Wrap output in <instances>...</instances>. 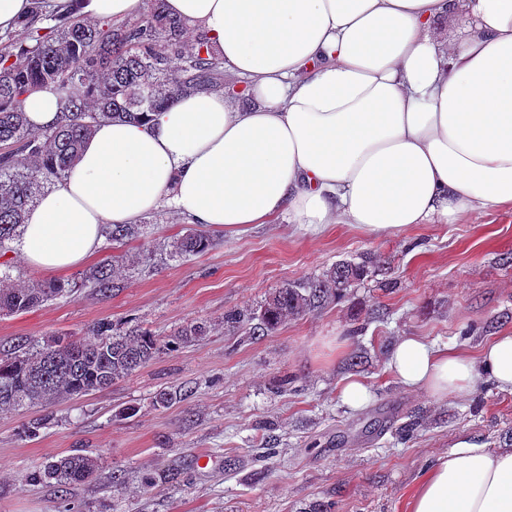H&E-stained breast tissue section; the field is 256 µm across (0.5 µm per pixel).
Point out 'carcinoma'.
Returning <instances> with one entry per match:
<instances>
[{
  "mask_svg": "<svg viewBox=\"0 0 512 512\" xmlns=\"http://www.w3.org/2000/svg\"><path fill=\"white\" fill-rule=\"evenodd\" d=\"M25 41L0 35V247L20 231L36 193L65 178L85 140L101 123L138 120L182 94L222 89L242 79L224 71L223 60L203 33L168 15L158 3L138 19L92 24L32 0L22 23ZM55 86L65 107L55 127L35 131L22 112L23 99L46 84ZM112 242L144 236L140 224H109ZM210 238L188 230L169 245L177 256L206 250ZM123 257L113 256L85 272L83 281L101 294L118 287ZM370 258L342 261L321 277L276 289L257 312L224 313V329L269 335L286 320L322 309L345 297L370 273ZM69 291L58 280L0 287V313L20 314ZM208 327L192 322L176 334L188 342ZM91 338L57 337L44 345L22 343L0 350V410L49 405L60 399L108 389L150 362L167 343L133 325L122 332L98 322ZM98 459L73 455L51 461L29 475L32 482L55 481L63 488L93 480Z\"/></svg>",
  "mask_w": 512,
  "mask_h": 512,
  "instance_id": "obj_1",
  "label": "carcinoma"
}]
</instances>
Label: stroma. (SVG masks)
Instances as JSON below:
<instances>
[{
	"label": "stroma",
	"mask_w": 512,
	"mask_h": 512,
	"mask_svg": "<svg viewBox=\"0 0 512 512\" xmlns=\"http://www.w3.org/2000/svg\"><path fill=\"white\" fill-rule=\"evenodd\" d=\"M208 235L207 251L141 263L119 291L82 286L77 267L61 276L71 292L0 314L5 348L84 338L103 320L165 340L191 322L208 327L106 390L0 411V512H308L315 502L332 512H408L426 470L462 437L512 445V394L480 380L469 396L436 399L385 371L404 336L474 353L493 333L512 331L511 209L397 235L284 218ZM364 253L383 271L341 301L268 336L225 331V312L258 308L282 285ZM476 321L493 332L467 333ZM350 376L371 387L365 409L339 398ZM180 386L191 390L185 400L155 406L158 392ZM128 406L136 415L121 417ZM33 424L38 436L25 438ZM78 453L99 456L102 467L67 496L28 482L46 460ZM147 476L155 488H143Z\"/></svg>",
	"instance_id": "1"
}]
</instances>
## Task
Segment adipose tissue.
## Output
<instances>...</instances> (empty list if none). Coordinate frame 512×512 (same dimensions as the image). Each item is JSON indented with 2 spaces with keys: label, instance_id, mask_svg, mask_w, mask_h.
Wrapping results in <instances>:
<instances>
[{
  "label": "adipose tissue",
  "instance_id": "adipose-tissue-1",
  "mask_svg": "<svg viewBox=\"0 0 512 512\" xmlns=\"http://www.w3.org/2000/svg\"><path fill=\"white\" fill-rule=\"evenodd\" d=\"M121 21L142 0H55ZM241 77L135 122L99 125L68 176L29 208L16 247L38 272L85 263L106 224L163 206L233 231L287 218L375 235L512 209V0H165ZM463 32L436 27L457 15ZM249 98L241 107L240 98ZM62 107L46 85L23 103L33 129ZM386 370L434 398L478 378L512 394V332L477 356L422 336ZM409 512H512V451L457 441L417 485Z\"/></svg>",
  "mask_w": 512,
  "mask_h": 512
}]
</instances>
